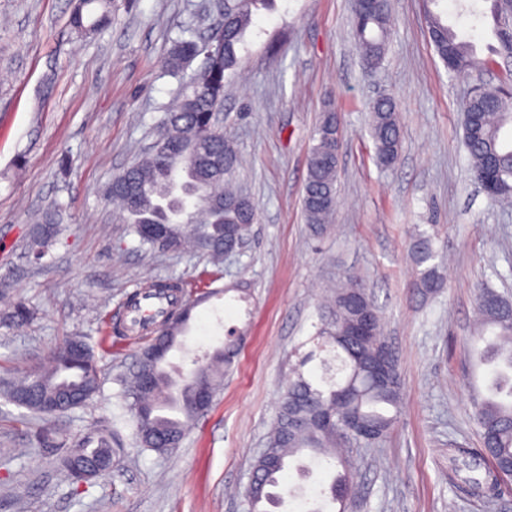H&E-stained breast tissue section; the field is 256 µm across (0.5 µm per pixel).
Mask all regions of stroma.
I'll list each match as a JSON object with an SVG mask.
<instances>
[{"label":"stroma","instance_id":"obj_1","mask_svg":"<svg viewBox=\"0 0 512 512\" xmlns=\"http://www.w3.org/2000/svg\"><path fill=\"white\" fill-rule=\"evenodd\" d=\"M463 0H441L449 25L479 57L496 40ZM77 0H0V301L35 315L0 322V379L45 362L47 350L80 336L98 360L99 393L57 418L67 437L112 421L121 451L111 472L66 481L32 433L38 415L0 397V512H247L244 490L266 445L279 395L312 349L326 286L358 274L396 352L403 400L376 447L347 451L358 493L347 512H512V495L470 497L448 467L452 447L477 448L471 366L465 351L479 288L512 303V204L492 202L472 179L462 145L460 101L474 77L444 68L427 36L422 0H393L382 64L356 50L352 0H275L259 7L241 62L224 88L223 125L245 163L235 173L257 207L246 247L225 260L222 285L245 283L250 303L214 297L193 311L182 372L247 330L212 408L179 448H138L121 398L143 346L115 326L129 293L169 277L196 286L205 253L140 246L116 219L105 190L155 139L180 86L163 63L176 41L207 35L224 0H114L112 23L81 38L69 19ZM393 96L403 136L397 163L374 161L369 107ZM335 111L338 207L331 231L311 236L302 210L308 151L321 112ZM61 215L48 253L30 238L42 216ZM435 228L445 286L433 299L414 287L415 228ZM295 500L274 512H336L329 484L308 457L290 465Z\"/></svg>","mask_w":512,"mask_h":512}]
</instances>
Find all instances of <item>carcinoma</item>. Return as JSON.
Returning a JSON list of instances; mask_svg holds the SVG:
<instances>
[{"label":"carcinoma","instance_id":"obj_1","mask_svg":"<svg viewBox=\"0 0 512 512\" xmlns=\"http://www.w3.org/2000/svg\"><path fill=\"white\" fill-rule=\"evenodd\" d=\"M438 0H423L428 18V38L448 72L458 74L472 69H488L498 64L496 58L512 55V0H488L493 35L498 46L485 60L476 57L474 46L460 38L442 15L432 9ZM270 0H246L243 7L224 19V49L221 58L206 68L196 84L179 94L175 107L165 113L158 126L156 142L137 163L114 177L106 196L119 203L121 217L132 224L140 243L152 249L181 250L187 240L209 254L215 270L223 275L224 248L247 240L257 211L253 202L243 198L231 185L230 177L240 159L233 141L224 135L218 112L224 102V82L240 62L239 51L252 24L253 9ZM353 20L357 32V50L368 66L383 61L390 32V0H376L370 12L354 0ZM112 21V0H78L71 26L80 37H88ZM201 44L180 40L166 60L167 72L176 74L198 56ZM499 102L489 104L483 92L465 98L463 139L471 174L480 181L494 169L506 185L512 184V79L496 87ZM371 136L377 162L393 166L399 156L401 127L394 98L384 96L371 107ZM307 162L303 211L310 232L321 237L331 228L336 206L324 207L316 197H337L336 113H322ZM57 234L51 215L37 228L34 240L37 258H42ZM434 229L417 230L411 251L417 266L415 288L424 298L437 295L444 280L435 263ZM150 288L172 290L171 309L165 320L172 326L165 337L153 331L144 347L143 374L132 373L122 398L129 401L136 443L143 451L159 455L178 447L189 428L200 416L193 404L198 385L217 392L224 379V366L233 362L244 335L235 328L227 331L224 345L214 349L186 375H173L167 369L168 349H178L180 327H187L197 301L183 299L185 289L178 281H153ZM360 298L370 312L372 334L365 342H345L343 329L355 318L349 306ZM333 317H320L315 340L320 358L319 382L297 373L288 382L279 399L276 418L267 437L266 454L257 459L253 470L263 481L257 491H245L249 512H268L266 506L283 502L288 490V458L309 452L328 466L347 468L336 452L345 443L373 446L382 442L393 428L402 399L400 376L394 384L379 386L367 355L379 346L386 349L392 367L396 357L383 333V322L360 280L345 276L331 298ZM32 312L22 301L0 314V319L15 326L26 324ZM172 343L167 347L166 343ZM468 350L478 363L491 366L488 396H476L473 417L481 430L483 446L448 449V462L455 476L467 486L472 496L483 498L500 491L502 473L512 464V305L493 289L482 288L477 297L475 328ZM100 371L94 354L80 336L69 337L52 348L45 366L18 381L0 385V396L39 415L43 425L34 435L37 447L55 457L59 470L70 481L84 471V458L100 457L102 466L92 474L97 479L111 471L108 461L112 448V423L104 421L71 442L60 436L52 423L55 414L47 405L55 402L65 413L88 402L99 391ZM336 420L349 415L358 417L372 432L343 437L336 428H326L320 415ZM332 501L342 503L355 492L348 472L337 474L330 485Z\"/></svg>","mask_w":512,"mask_h":512}]
</instances>
